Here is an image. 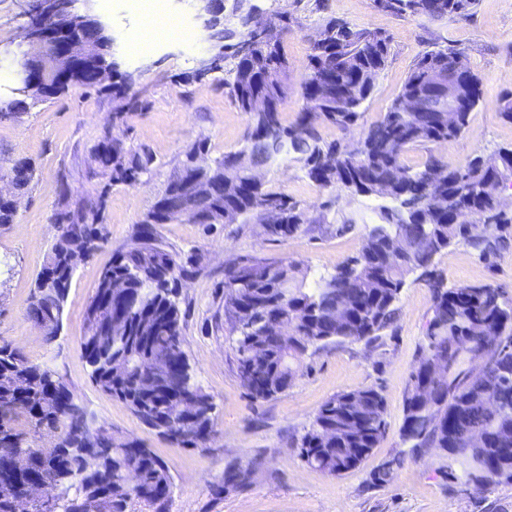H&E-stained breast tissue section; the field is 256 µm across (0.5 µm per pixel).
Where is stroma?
I'll use <instances>...</instances> for the list:
<instances>
[{
    "label": "stroma",
    "mask_w": 512,
    "mask_h": 512,
    "mask_svg": "<svg viewBox=\"0 0 512 512\" xmlns=\"http://www.w3.org/2000/svg\"><path fill=\"white\" fill-rule=\"evenodd\" d=\"M30 0H0V99L8 100L18 82L13 59L25 51L18 27ZM183 21L185 35L144 31V11H95L120 38L124 68L134 74L142 108L117 129L127 149L150 158L135 185L112 184L94 161V151L112 120L109 92L82 88L36 102L17 117L0 120V166L29 159L33 178L20 198L14 223L0 226V340L19 347L33 362L54 369L75 400L97 425L137 439L164 460L172 476L169 512H512V484L493 483L475 493L449 479L448 459L436 448L412 453L401 436L409 375L416 363L432 313L431 291L417 275L406 279L391 329L378 341L344 342L304 356L292 385L269 399H253L239 377L234 338L224 309V272L241 258H285L298 264L306 287H315L336 267L357 255L368 233L382 222L385 198L318 186L295 154L280 155L259 167L265 185L288 194L305 215L300 230L286 238L267 234L263 224H217L211 230L185 220L160 225L163 241L191 258L192 274L178 288L184 350L196 378L212 396L215 434L207 447L180 448L145 427L123 404L96 387L82 358L87 305L103 269L126 250L141 220L176 180L187 152L205 143L213 164L240 149L250 132L249 116L233 99L237 47L254 23L282 26L281 41L291 62L285 123L294 122L297 91L311 42L336 20L390 36V55L378 76L361 125L347 132L358 139L364 125L388 111L424 52L454 46L463 50L481 81L482 99L468 130L456 139L408 149L407 165L429 156L448 164L476 153L512 148V123L502 119L497 101L512 92V0H476L468 17L431 19L379 9L375 0H224V24L234 30L219 69L195 74L206 48L195 40L194 11L187 0H163ZM105 196V244L79 263L64 307L62 329L46 344L28 307L36 276L55 241V213L78 201ZM354 227L337 234V224ZM448 285L489 284L512 299V250L484 259L465 245L436 259ZM373 387L385 399L388 426L372 453L354 470L329 475L300 457L301 437L319 406L342 391ZM396 461L390 482L372 475ZM253 464L247 487L224 490V470Z\"/></svg>",
    "instance_id": "35a3bbf8"
}]
</instances>
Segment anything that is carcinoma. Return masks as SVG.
Wrapping results in <instances>:
<instances>
[{
    "instance_id": "obj_1",
    "label": "carcinoma",
    "mask_w": 512,
    "mask_h": 512,
    "mask_svg": "<svg viewBox=\"0 0 512 512\" xmlns=\"http://www.w3.org/2000/svg\"><path fill=\"white\" fill-rule=\"evenodd\" d=\"M476 0H441L423 15L455 19L469 15ZM232 33L214 28L207 40L209 52L224 59L225 41ZM389 55V38L375 30L328 22L311 42L303 84H314L325 71L336 74V83L306 96L291 124L282 112L288 93L290 63L282 46L262 59L239 58L235 67L234 101L248 111L249 101L262 96L278 108L273 115L276 136L262 132L260 117L249 116L248 145L224 153L206 172L211 179V196L199 223L211 226L220 211L234 213L243 224L260 217L263 206L277 207L288 218L286 224H269L271 236L287 237L300 228L303 212L287 194L255 187L248 195L231 194L224 187V169L245 155L242 170L269 163L282 153L299 154L308 177L323 188H338L358 194L391 193L396 206L384 212L386 224L376 228L360 253L336 272L322 279L313 290L299 280L298 265L286 259L257 261L250 267H232L224 273V308L230 332L236 335L239 375L255 399H268L284 392L294 381L303 356L335 342L376 340L393 324L396 303L406 277L421 271L432 292V316L427 325L417 363L406 388L404 440L412 449L439 448L448 453V470L458 468L460 478L477 492L492 482L512 483V302L490 284L448 287L435 268L434 259L453 245L463 244L480 256L495 257L512 247V211L495 216L497 234L478 239L466 225L448 223V213L467 204L476 186L493 187L505 173H512V149L492 154H475L462 163L449 165L429 157L422 165L404 164L405 151L437 140H452L468 127L469 117L481 100L479 78L471 74L473 88L459 86L468 99L464 112H430L424 117L399 110V99L429 90L425 80L430 69L448 72L456 82L454 59L464 55L455 47L422 54L407 77L398 100L370 124L356 142L343 138L326 141L318 125H330L345 133L362 116L360 109L371 96L375 80ZM109 64L105 57L81 60L69 79L56 87L52 96L70 88L112 90L117 102L112 127L126 125L130 111L138 106L130 95L133 73L114 71L112 84L100 82V71ZM353 95L351 111L336 108V99ZM30 95L16 90L0 120L29 107ZM328 156L335 157L329 164ZM95 162L114 184L133 185L147 164L129 154L123 142L104 137L95 152ZM446 171L439 187L442 208L434 207L427 172ZM32 163L24 158L5 170L25 190L33 178ZM181 207L176 184L145 215L138 235L125 251L113 258L98 281L85 320L95 318L101 335L84 331L81 355L90 368L92 382L128 408L145 426L166 440L191 448L206 447L213 431L212 396L196 381L184 351L177 285L189 274L181 255L168 248L157 227L173 221ZM55 243L45 257L65 282L54 294L42 292L47 266L35 279L29 317L45 324L56 341L69 289L76 271L65 250V242L82 240L92 256L106 241L100 209L79 203L58 213ZM124 278L126 331L110 336L113 318L108 306L110 289L105 281ZM251 308L249 321L239 322L234 311L240 304ZM294 325V335L280 336L267 326L273 314ZM152 331H141L142 321ZM165 356L184 359L181 369L161 372L157 361ZM121 359L124 369L116 372L111 362ZM445 363L444 377L431 378L427 365ZM67 389L49 366L30 361L22 350L0 341V435L9 438L26 455L32 470L61 484L62 492L53 512H128L136 502L149 512H168L172 480L167 464L151 449L126 436L95 427L86 410L74 404L58 405L56 393ZM197 401L196 428L187 434L176 431L179 418L172 408L184 399ZM387 427L386 405L375 388L338 393L324 401L310 428L302 436L300 456L308 465L331 475L356 469L377 447ZM42 432H55L61 447H41ZM108 448L103 460L94 461L89 449ZM134 471L138 481L122 486L123 475ZM252 468L231 466L224 472V487L244 485Z\"/></svg>"
}]
</instances>
